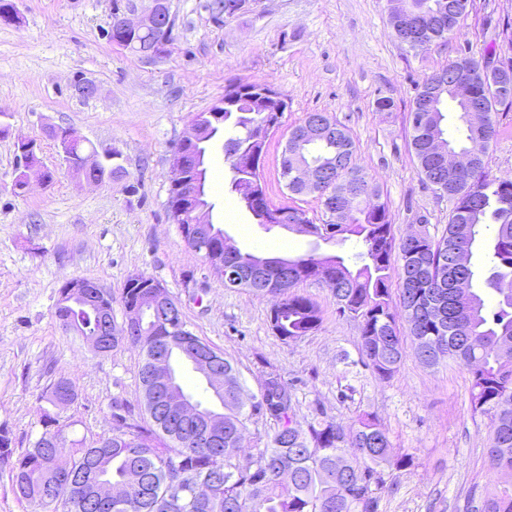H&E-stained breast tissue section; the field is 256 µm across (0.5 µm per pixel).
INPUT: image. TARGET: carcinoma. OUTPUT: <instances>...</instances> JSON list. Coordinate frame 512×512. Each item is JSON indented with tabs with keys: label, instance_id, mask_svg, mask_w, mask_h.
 Here are the masks:
<instances>
[{
	"label": "carcinoma",
	"instance_id": "carcinoma-1",
	"mask_svg": "<svg viewBox=\"0 0 512 512\" xmlns=\"http://www.w3.org/2000/svg\"><path fill=\"white\" fill-rule=\"evenodd\" d=\"M433 0V14L425 23L421 40L409 45L416 50L435 41H448L452 31L440 17L442 2ZM155 44L152 30L143 32L123 47L147 56ZM494 59H478L467 51L448 66L429 75L417 89L411 110V148L419 173L448 196V225L438 239L427 234L395 238L392 218L378 184L356 163L355 144L346 126L326 112H310L293 127L295 135L304 125L325 123L331 136L305 147L308 160L342 157L329 175L325 189L288 186L290 196L313 195L325 219L316 224L294 205L288 211L304 221L307 235L325 243L349 240L361 251L309 255L291 259L288 268L266 269L268 282L287 278L288 291L271 297L269 323L273 333L288 343L319 328L322 314L306 296L295 291L310 279L309 265L328 271L335 285L331 297L336 312L357 324L358 348L363 363L381 379L392 378L405 357L404 335L415 340L414 355L420 363L434 366L449 359L467 368L471 375L473 410L490 419L487 460L490 469L512 475V179L490 175L485 157L496 142L499 108H512V57L492 52ZM451 66L470 72L471 90L465 96L442 79ZM258 82L229 85L224 98L198 114L217 138L223 127L214 123L217 112H244L231 124L225 144L253 158V166H239L224 153L231 172L229 192L256 223L282 225L273 216L263 178L264 161L274 130L283 113L275 111L270 98H256L236 107ZM482 107L480 119L473 109ZM457 114L459 136L448 135L445 112ZM462 157L456 168L434 146L436 137ZM349 184H361L364 194L351 197L348 214H336V198ZM496 226L484 239V228ZM487 241L485 268L469 263L454 274L455 257L472 259L482 241ZM212 266L218 281L225 282L228 269L245 272L268 258L224 247V230L217 228L210 251L198 252ZM399 281L398 302H393L392 274ZM145 275L129 277L121 296L122 309L135 306L149 292ZM56 318H69L65 329L87 343L104 330L97 308L82 304L55 309ZM112 349L137 347L143 355L138 388L148 421L139 423L129 404L112 398V436L70 441L69 451L58 456L48 436L66 435L62 413L78 399L76 382L53 381L36 415L42 433L33 448L14 455L11 432L0 427V467L9 470L14 493L34 512H378L382 495L390 489L387 476L413 465L409 453L394 452L387 430L373 414H363L345 426L323 409L302 425L295 420L293 387L278 370L263 371L259 393L244 397L245 388L232 361L224 359V395L212 393L224 406V443L201 448L193 439L188 421L170 414L166 397L146 386L150 359L164 345V337L145 326L125 335L124 325L112 322ZM273 425L265 438L250 448V463L239 462L242 435L248 423ZM112 483L120 498L102 505L94 500L97 480ZM81 480V493L73 494L68 483ZM477 512H512V481L501 482L489 493Z\"/></svg>",
	"mask_w": 512,
	"mask_h": 512
}]
</instances>
